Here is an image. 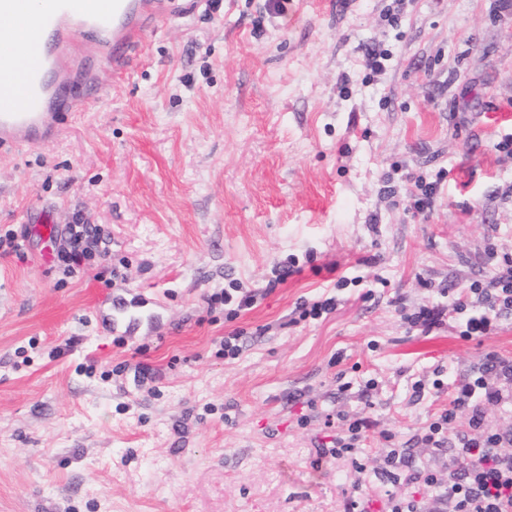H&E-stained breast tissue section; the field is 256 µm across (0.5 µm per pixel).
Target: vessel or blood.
Masks as SVG:
<instances>
[{
  "label": "vessel or blood",
  "mask_w": 512,
  "mask_h": 512,
  "mask_svg": "<svg viewBox=\"0 0 512 512\" xmlns=\"http://www.w3.org/2000/svg\"><path fill=\"white\" fill-rule=\"evenodd\" d=\"M172 0H0V155L21 146L44 145L62 133V118L74 101V80L91 91L132 63L145 31L169 14ZM34 27L39 41L18 40L15 28ZM110 63L97 71L92 60ZM144 313L115 307L109 331L132 329Z\"/></svg>",
  "instance_id": "1"
}]
</instances>
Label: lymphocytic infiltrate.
Here are the masks:
<instances>
[{
	"instance_id": "obj_1",
	"label": "lymphocytic infiltrate",
	"mask_w": 512,
	"mask_h": 512,
	"mask_svg": "<svg viewBox=\"0 0 512 512\" xmlns=\"http://www.w3.org/2000/svg\"><path fill=\"white\" fill-rule=\"evenodd\" d=\"M109 245L110 237L101 226L77 218L65 225L57 258L64 272L70 273L91 253L108 256ZM454 310L467 315L464 337L486 335L502 314L512 313V265L499 267L491 287H470ZM511 401L512 360L489 356L480 368L453 382L447 410L430 423L422 441L437 450L444 448V425L458 413H466L468 428L457 435L458 466L444 482L429 470H416L407 477L424 492L433 493L439 512H512V431L489 429L484 412L486 405ZM368 427L367 420L350 421L346 432L334 438L329 455L363 471L361 445Z\"/></svg>"
}]
</instances>
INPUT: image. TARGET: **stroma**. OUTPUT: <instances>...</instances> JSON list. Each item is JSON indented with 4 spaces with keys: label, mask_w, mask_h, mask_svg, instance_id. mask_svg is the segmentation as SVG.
<instances>
[{
    "label": "stroma",
    "mask_w": 512,
    "mask_h": 512,
    "mask_svg": "<svg viewBox=\"0 0 512 512\" xmlns=\"http://www.w3.org/2000/svg\"><path fill=\"white\" fill-rule=\"evenodd\" d=\"M282 2L165 17L56 141L0 158V229L28 237L0 254V512H343L419 496L377 474L394 448L447 480L414 436L448 382L512 360V316L467 339L453 310L512 260V0ZM44 210L111 257L63 275ZM232 288L254 306L211 303ZM116 293L159 296V328L116 344ZM356 418L360 473L317 454Z\"/></svg>",
    "instance_id": "35a3bbf8"
}]
</instances>
